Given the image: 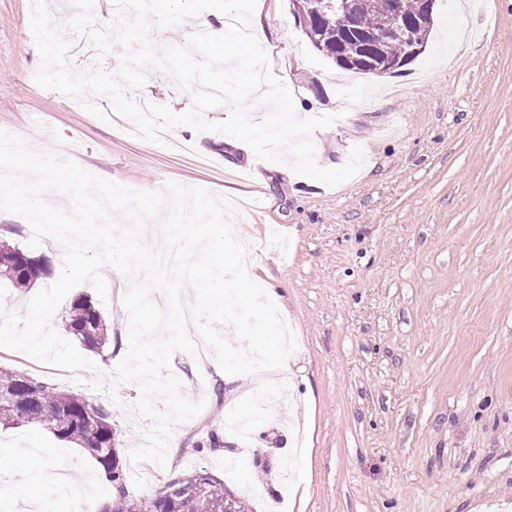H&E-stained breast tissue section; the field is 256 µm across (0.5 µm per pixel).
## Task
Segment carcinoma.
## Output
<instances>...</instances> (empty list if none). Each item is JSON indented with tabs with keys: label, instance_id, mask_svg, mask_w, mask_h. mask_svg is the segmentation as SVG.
Segmentation results:
<instances>
[{
	"label": "carcinoma",
	"instance_id": "cac0c4a2",
	"mask_svg": "<svg viewBox=\"0 0 512 512\" xmlns=\"http://www.w3.org/2000/svg\"><path fill=\"white\" fill-rule=\"evenodd\" d=\"M312 8L299 17L311 47L338 67L337 39L346 26L363 29L373 26L376 18L390 7V0H347L348 7L336 16L326 18L315 8L318 0H308ZM371 51L384 62L406 65L413 60L407 43L393 39L379 41ZM50 273L46 260L0 242V281L16 289L33 286ZM67 331L92 351L102 349L109 341L106 321L92 299L77 295L70 307ZM33 388L27 404L13 406L0 399V424H39L58 439L74 443L102 468L105 480L112 487L113 498L103 512H247L243 501L231 493L224 482L202 471L170 483L159 497L132 499L128 495L126 476L117 452V431L110 414L72 391L60 390L32 375L0 368V391L11 388L26 393Z\"/></svg>",
	"mask_w": 512,
	"mask_h": 512
}]
</instances>
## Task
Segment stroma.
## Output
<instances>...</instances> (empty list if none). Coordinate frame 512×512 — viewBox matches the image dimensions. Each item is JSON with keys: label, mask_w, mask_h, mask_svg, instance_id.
<instances>
[{"label": "stroma", "mask_w": 512, "mask_h": 512, "mask_svg": "<svg viewBox=\"0 0 512 512\" xmlns=\"http://www.w3.org/2000/svg\"><path fill=\"white\" fill-rule=\"evenodd\" d=\"M459 13L468 37L448 24ZM274 74L289 76L299 117L335 115L313 134L323 168L365 150L360 171L329 187L285 163L257 159L227 135L175 128L189 146L150 142L108 97L101 116L39 87L30 0H0V130L37 151L66 153L89 172L143 191L167 183L201 187L245 203L233 220L248 247L246 268L269 290L297 347L277 374L288 382L300 431L287 417L264 420L248 444L225 426L246 413L254 375L224 380L216 360L175 352L184 392L201 383L206 405L174 427L167 465L150 487L128 479L135 498L154 496L195 470L244 487L250 512H489L512 504V0H437L422 54L397 74L359 76L314 52L290 0H263ZM133 96L181 114L189 92L148 71ZM18 215H0V239L46 259L57 280L61 247ZM101 306L111 349L87 352L104 375L128 344L127 284L109 280ZM0 367L45 379L104 406L118 452L146 442L149 423L130 408L132 383L91 388L94 373L60 374L0 349ZM39 448L40 463L76 461L97 484L100 468L81 448L33 424L0 425V455Z\"/></svg>", "instance_id": "stroma-1"}]
</instances>
